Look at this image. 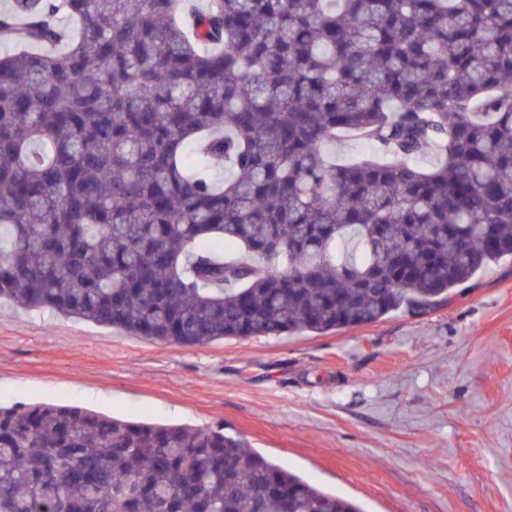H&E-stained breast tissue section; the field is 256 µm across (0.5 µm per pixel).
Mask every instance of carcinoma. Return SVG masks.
Instances as JSON below:
<instances>
[{
	"instance_id": "obj_1",
	"label": "carcinoma",
	"mask_w": 512,
	"mask_h": 512,
	"mask_svg": "<svg viewBox=\"0 0 512 512\" xmlns=\"http://www.w3.org/2000/svg\"><path fill=\"white\" fill-rule=\"evenodd\" d=\"M0 35V301L194 347L512 256V0H9ZM0 512L362 508L222 424L36 403L0 405ZM325 150L331 155H336V159L345 162L360 159L372 152L370 145L348 133L328 144Z\"/></svg>"
}]
</instances>
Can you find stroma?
Here are the masks:
<instances>
[{"instance_id": "1", "label": "stroma", "mask_w": 512, "mask_h": 512, "mask_svg": "<svg viewBox=\"0 0 512 512\" xmlns=\"http://www.w3.org/2000/svg\"><path fill=\"white\" fill-rule=\"evenodd\" d=\"M224 425L366 512H512V259L449 302L182 347L0 303V404Z\"/></svg>"}]
</instances>
